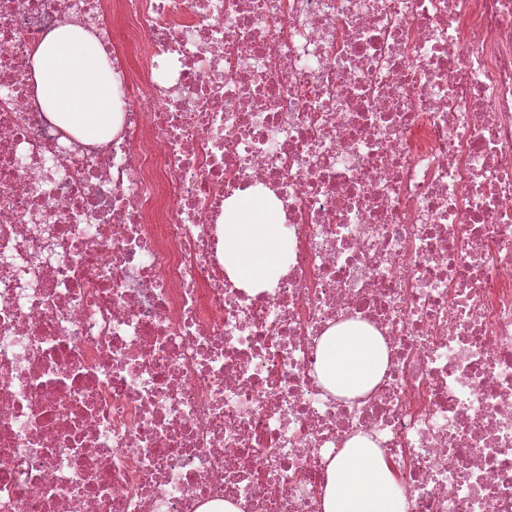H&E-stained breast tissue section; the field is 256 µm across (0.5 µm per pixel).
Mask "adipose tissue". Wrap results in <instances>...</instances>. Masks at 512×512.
I'll use <instances>...</instances> for the list:
<instances>
[{
    "mask_svg": "<svg viewBox=\"0 0 512 512\" xmlns=\"http://www.w3.org/2000/svg\"><path fill=\"white\" fill-rule=\"evenodd\" d=\"M35 95L55 122L86 142H102L117 130L118 77L97 35L65 21L32 59ZM286 248L269 199L233 198L224 205V268L240 286L262 288ZM319 374L333 394L353 397L371 390L387 365L381 337L347 322L318 345ZM324 512H404L395 473L365 436L351 439L328 469Z\"/></svg>",
    "mask_w": 512,
    "mask_h": 512,
    "instance_id": "obj_1",
    "label": "adipose tissue"
}]
</instances>
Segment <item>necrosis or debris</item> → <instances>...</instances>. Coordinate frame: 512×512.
<instances>
[{
	"label": "necrosis or debris",
	"mask_w": 512,
	"mask_h": 512,
	"mask_svg": "<svg viewBox=\"0 0 512 512\" xmlns=\"http://www.w3.org/2000/svg\"><path fill=\"white\" fill-rule=\"evenodd\" d=\"M73 15L137 52L102 143L31 83ZM248 189L288 230L255 293ZM348 321L388 351L356 398ZM358 435L404 512H512V0H0V512H324ZM224 268L244 288H265L286 244L271 199L233 198L224 205ZM319 374L335 395L353 397L371 390L387 365L380 336L365 325L347 322L330 329L318 345Z\"/></svg>",
	"instance_id": "1"
}]
</instances>
